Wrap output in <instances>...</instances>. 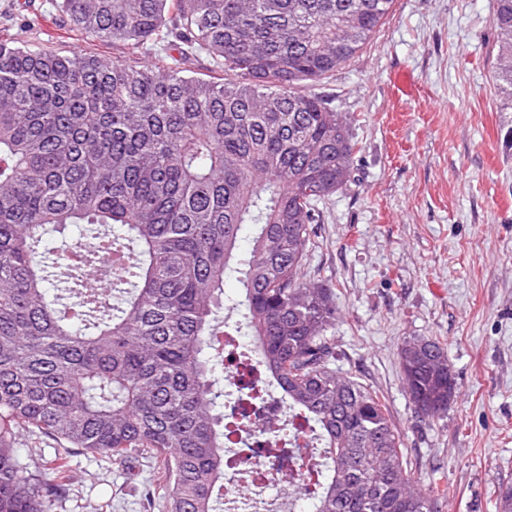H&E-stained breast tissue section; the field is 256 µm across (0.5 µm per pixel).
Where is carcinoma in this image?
Returning <instances> with one entry per match:
<instances>
[{"label":"carcinoma","instance_id":"1","mask_svg":"<svg viewBox=\"0 0 512 512\" xmlns=\"http://www.w3.org/2000/svg\"><path fill=\"white\" fill-rule=\"evenodd\" d=\"M394 0H55L74 31L133 52L128 66L0 38V512H51L17 455L22 431L64 451L155 459L167 512L224 496L220 314L245 308L261 383L323 450L288 480L314 512H440L415 487L384 400L340 375L326 336L336 293L301 280L319 204L348 181L350 122L308 88L350 62ZM491 82L512 112V0H494ZM207 54L220 76H189ZM68 224L77 239L57 241ZM251 230L248 250L241 235ZM74 256L70 277L53 269ZM235 275L241 298L224 299ZM413 404L448 388L444 346L400 348Z\"/></svg>","mask_w":512,"mask_h":512}]
</instances>
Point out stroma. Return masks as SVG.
<instances>
[{"instance_id":"35a3bbf8","label":"stroma","mask_w":512,"mask_h":512,"mask_svg":"<svg viewBox=\"0 0 512 512\" xmlns=\"http://www.w3.org/2000/svg\"><path fill=\"white\" fill-rule=\"evenodd\" d=\"M493 0H395L385 24L323 91L352 117L349 182L327 200L305 278L336 292L328 334L339 368L382 395L416 477L448 484L441 512H496L512 484V112L498 111ZM0 32L24 45L137 66L119 44L72 32L53 0H0ZM438 339L456 396L435 418L414 410L404 340ZM52 481V512H164L155 462L119 463L25 433L15 444Z\"/></svg>"}]
</instances>
